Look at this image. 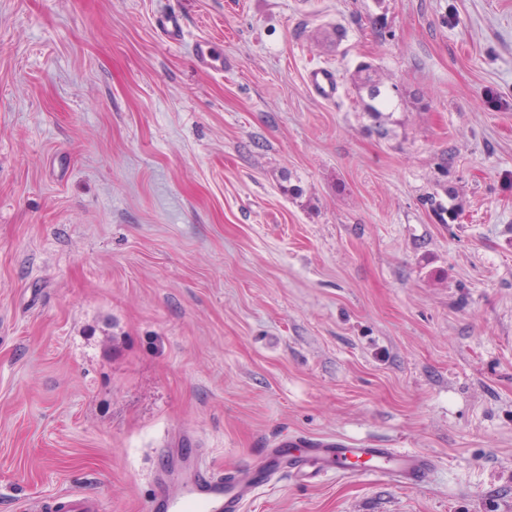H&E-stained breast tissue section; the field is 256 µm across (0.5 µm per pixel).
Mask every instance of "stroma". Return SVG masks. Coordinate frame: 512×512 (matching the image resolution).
<instances>
[{
  "label": "stroma",
  "mask_w": 512,
  "mask_h": 512,
  "mask_svg": "<svg viewBox=\"0 0 512 512\" xmlns=\"http://www.w3.org/2000/svg\"><path fill=\"white\" fill-rule=\"evenodd\" d=\"M286 434L436 465L246 512H512V0H0V512ZM156 26L162 37L169 42H178L184 37L180 15L174 11L163 12ZM192 56L196 65L217 73L224 71V55L211 40L199 37L192 44ZM373 65L371 63H362L358 67V89L366 92L368 102L365 103V112L375 124L376 131L380 135H385L384 112L392 103V98L384 88L382 83L374 79ZM309 84L322 98L333 99L336 96V71L329 67H317L309 71Z\"/></svg>",
  "instance_id": "obj_1"
}]
</instances>
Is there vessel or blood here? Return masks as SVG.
<instances>
[{
    "label": "vessel or blood",
    "instance_id": "b4317fda",
    "mask_svg": "<svg viewBox=\"0 0 512 512\" xmlns=\"http://www.w3.org/2000/svg\"><path fill=\"white\" fill-rule=\"evenodd\" d=\"M162 37L181 41L184 31L179 14L167 11L157 21ZM200 68L224 70V56L211 40L200 37L192 44ZM308 80L322 98L336 95V72L328 67L310 70ZM431 458L397 448H377L339 438L306 439L286 436L266 449L264 459L225 475L206 466L202 458L182 464L178 474L160 479L148 512H245L248 502L282 472L309 478L336 474L382 473L407 485L422 484L433 472ZM98 502L84 494L70 493L38 504L36 512H99Z\"/></svg>",
    "mask_w": 512,
    "mask_h": 512
}]
</instances>
